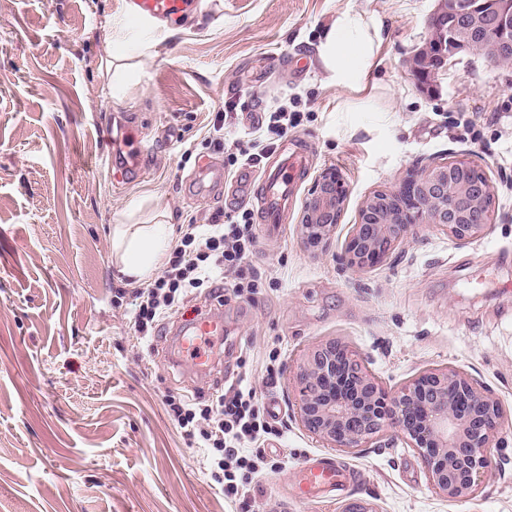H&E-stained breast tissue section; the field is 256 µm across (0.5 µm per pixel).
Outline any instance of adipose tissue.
<instances>
[{
    "label": "adipose tissue",
    "instance_id": "adipose-tissue-1",
    "mask_svg": "<svg viewBox=\"0 0 512 512\" xmlns=\"http://www.w3.org/2000/svg\"><path fill=\"white\" fill-rule=\"evenodd\" d=\"M385 41L380 19L343 12L331 23L317 47L328 81L339 89L359 90L375 66ZM112 251L132 283L149 281L170 252L165 224H116Z\"/></svg>",
    "mask_w": 512,
    "mask_h": 512
}]
</instances>
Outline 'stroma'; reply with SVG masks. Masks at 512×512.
<instances>
[{
	"label": "stroma",
	"mask_w": 512,
	"mask_h": 512,
	"mask_svg": "<svg viewBox=\"0 0 512 512\" xmlns=\"http://www.w3.org/2000/svg\"><path fill=\"white\" fill-rule=\"evenodd\" d=\"M436 0H200L167 26L130 19L124 0H0V512H512V63L476 53L420 83L409 61ZM378 15L387 39L365 90L326 82L316 48L337 14ZM152 48L150 56L140 46ZM137 58L125 107L101 69ZM301 115L257 168L229 171L249 145L247 112ZM224 143L211 140L216 119ZM144 145L141 175L120 176L102 155ZM300 151L307 170L278 230L254 224L247 261L256 293L198 291L149 343L136 339L112 227L129 213L164 214L172 241L209 215L252 206L264 166ZM467 160L494 189L493 218L470 241L432 224L384 263L355 273L340 260L366 199L431 163ZM225 169L199 191L201 165ZM334 171L348 196L327 247L299 224L319 177ZM219 316L238 345L218 367L247 375L281 428L266 452L284 468L251 476L225 502L166 396L211 403L222 391L177 353L184 323ZM347 342L388 388L456 367L502 409V440L475 497L451 501L430 485L418 452L389 430L341 451L344 491L298 501L283 492L328 447L302 425L293 376L326 340ZM275 377H268L267 367Z\"/></svg>",
	"instance_id": "1"
}]
</instances>
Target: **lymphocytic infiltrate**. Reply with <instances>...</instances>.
I'll return each instance as SVG.
<instances>
[{"mask_svg":"<svg viewBox=\"0 0 512 512\" xmlns=\"http://www.w3.org/2000/svg\"><path fill=\"white\" fill-rule=\"evenodd\" d=\"M299 122V114L282 109L271 112L255 128V151H242V165L257 166L264 151L273 149L274 138ZM252 226L253 213L248 209L225 219L215 214L207 223L188 225L157 278L131 292L116 289V299L133 298L130 323L135 335L153 338L163 320L179 310L192 290L216 288L226 276H233L235 293L253 292L259 278L245 276L243 269L255 246ZM165 404L185 434L207 448V467L221 484L225 499L233 503L245 496L250 475L267 464L263 444L275 431L245 377L226 379L215 402L199 404L171 396Z\"/></svg>","mask_w":512,"mask_h":512,"instance_id":"f902f5d3","label":"lymphocytic infiltrate"}]
</instances>
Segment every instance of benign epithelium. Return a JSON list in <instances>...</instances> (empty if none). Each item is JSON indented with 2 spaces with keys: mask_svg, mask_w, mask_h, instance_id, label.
Returning a JSON list of instances; mask_svg holds the SVG:
<instances>
[{
  "mask_svg": "<svg viewBox=\"0 0 512 512\" xmlns=\"http://www.w3.org/2000/svg\"><path fill=\"white\" fill-rule=\"evenodd\" d=\"M448 0H440L428 19L440 34ZM446 58L457 56L476 35L491 33L488 55H512V0H458ZM438 163L408 178L396 192H379L362 206L359 222L345 239L340 260L361 272L386 261L407 241L412 224H438L456 241L481 235L488 223L494 191L487 177L461 173ZM346 188L338 174L322 176L301 219L304 244L326 246L339 223ZM303 426L331 448H363L392 428L421 456L429 482L452 501L466 502L490 468L497 446L498 401L455 367L426 371L397 389H388L345 343L332 339L312 348L295 375Z\"/></svg>",
  "mask_w": 512,
  "mask_h": 512,
  "instance_id": "obj_1",
  "label": "benign epithelium"
}]
</instances>
